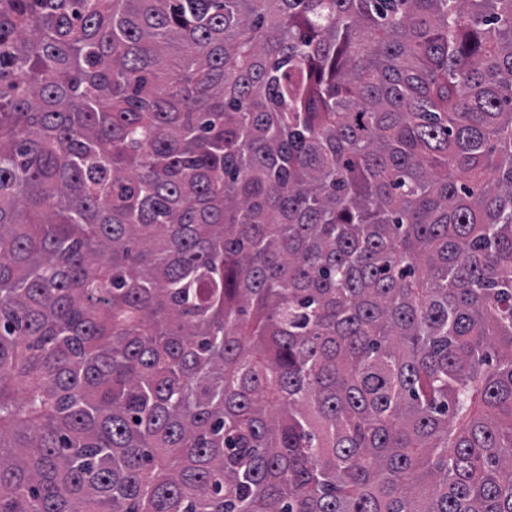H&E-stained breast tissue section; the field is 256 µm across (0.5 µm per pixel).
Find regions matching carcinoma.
Instances as JSON below:
<instances>
[{"label": "carcinoma", "mask_w": 512, "mask_h": 512, "mask_svg": "<svg viewBox=\"0 0 512 512\" xmlns=\"http://www.w3.org/2000/svg\"><path fill=\"white\" fill-rule=\"evenodd\" d=\"M0 512H512V0H0Z\"/></svg>", "instance_id": "1"}]
</instances>
